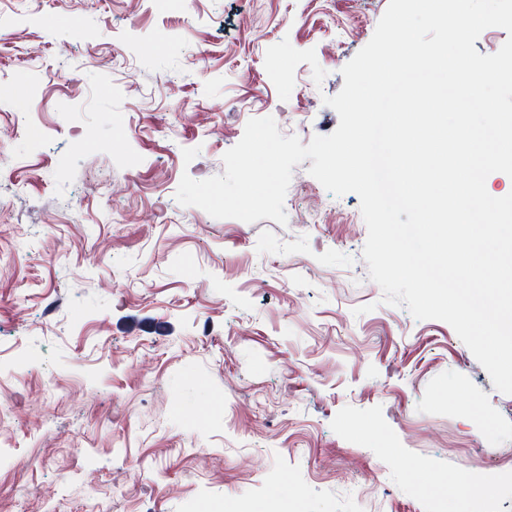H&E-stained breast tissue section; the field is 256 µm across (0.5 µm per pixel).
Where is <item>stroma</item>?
<instances>
[{
  "mask_svg": "<svg viewBox=\"0 0 512 512\" xmlns=\"http://www.w3.org/2000/svg\"><path fill=\"white\" fill-rule=\"evenodd\" d=\"M388 2L0 13V512H512V395L383 304L356 194L307 159L283 226L175 199L251 118L331 134Z\"/></svg>",
  "mask_w": 512,
  "mask_h": 512,
  "instance_id": "35a3bbf8",
  "label": "stroma"
}]
</instances>
